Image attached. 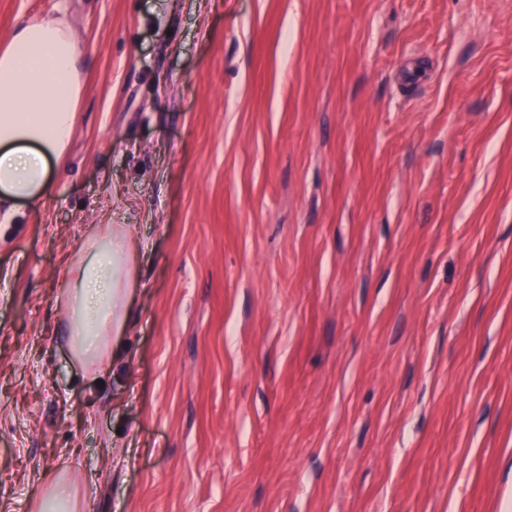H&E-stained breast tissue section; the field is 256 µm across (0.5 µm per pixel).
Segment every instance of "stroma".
<instances>
[{
	"mask_svg": "<svg viewBox=\"0 0 512 512\" xmlns=\"http://www.w3.org/2000/svg\"><path fill=\"white\" fill-rule=\"evenodd\" d=\"M84 93L0 224V512H512V0H0ZM141 249L108 372L57 305ZM35 512H85V502L81 498L75 482L61 473L50 477L34 504Z\"/></svg>",
	"mask_w": 512,
	"mask_h": 512,
	"instance_id": "obj_1",
	"label": "stroma"
}]
</instances>
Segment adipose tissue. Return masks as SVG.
<instances>
[{"label":"adipose tissue","instance_id":"adipose-tissue-1","mask_svg":"<svg viewBox=\"0 0 512 512\" xmlns=\"http://www.w3.org/2000/svg\"><path fill=\"white\" fill-rule=\"evenodd\" d=\"M84 52L65 18L25 19L0 49V223L19 222L20 205L45 199L52 165L68 152L83 85ZM137 248L119 224L90 225L73 260L72 282L58 297L75 360L105 371L112 340L126 325L128 283ZM35 512H85L75 483L50 477Z\"/></svg>","mask_w":512,"mask_h":512}]
</instances>
